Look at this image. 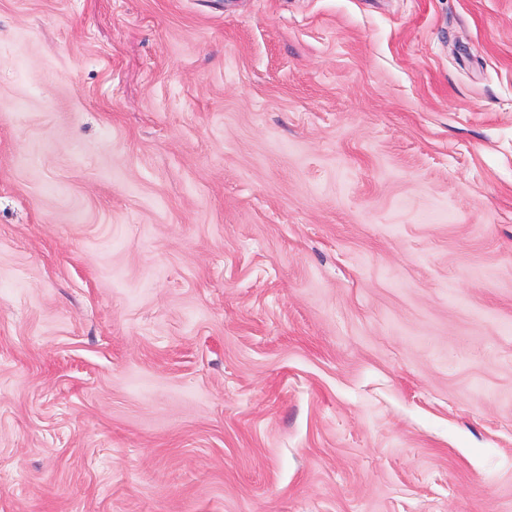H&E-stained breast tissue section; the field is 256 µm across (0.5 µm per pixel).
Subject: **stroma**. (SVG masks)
I'll list each match as a JSON object with an SVG mask.
<instances>
[{
    "label": "stroma",
    "instance_id": "obj_1",
    "mask_svg": "<svg viewBox=\"0 0 512 512\" xmlns=\"http://www.w3.org/2000/svg\"><path fill=\"white\" fill-rule=\"evenodd\" d=\"M0 512H512V0H0Z\"/></svg>",
    "mask_w": 512,
    "mask_h": 512
}]
</instances>
